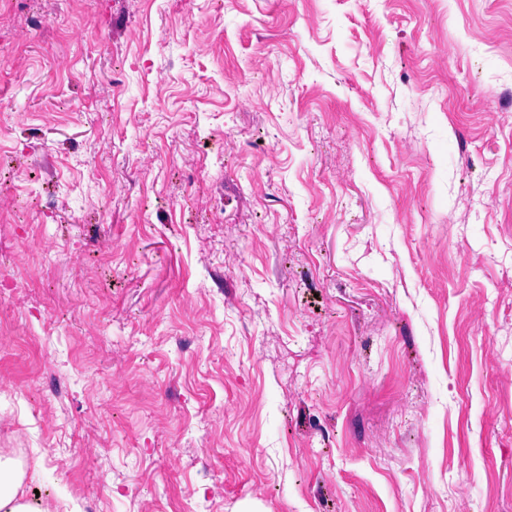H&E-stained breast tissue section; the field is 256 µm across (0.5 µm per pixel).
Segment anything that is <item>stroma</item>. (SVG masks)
I'll list each match as a JSON object with an SVG mask.
<instances>
[{
  "instance_id": "1",
  "label": "stroma",
  "mask_w": 512,
  "mask_h": 512,
  "mask_svg": "<svg viewBox=\"0 0 512 512\" xmlns=\"http://www.w3.org/2000/svg\"><path fill=\"white\" fill-rule=\"evenodd\" d=\"M0 269L50 506L512 512V0H0Z\"/></svg>"
}]
</instances>
